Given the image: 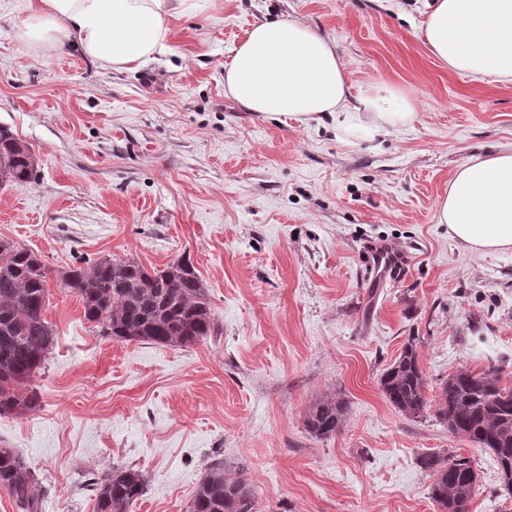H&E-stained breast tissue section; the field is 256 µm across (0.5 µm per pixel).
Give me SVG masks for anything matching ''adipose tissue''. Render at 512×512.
Instances as JSON below:
<instances>
[{
  "label": "adipose tissue",
  "instance_id": "1",
  "mask_svg": "<svg viewBox=\"0 0 512 512\" xmlns=\"http://www.w3.org/2000/svg\"><path fill=\"white\" fill-rule=\"evenodd\" d=\"M187 2L40 0L21 35L53 46L72 31L80 52L100 66L139 68L166 52L168 19L185 13ZM424 38L449 69L512 82V0H433ZM224 71L241 106L269 117L324 114L364 138L413 117L410 101L388 87L351 96L335 43L295 21L258 23ZM439 221L469 253L512 249V150L463 165L439 203Z\"/></svg>",
  "mask_w": 512,
  "mask_h": 512
}]
</instances>
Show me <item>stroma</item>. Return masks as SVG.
<instances>
[{
    "label": "stroma",
    "mask_w": 512,
    "mask_h": 512,
    "mask_svg": "<svg viewBox=\"0 0 512 512\" xmlns=\"http://www.w3.org/2000/svg\"><path fill=\"white\" fill-rule=\"evenodd\" d=\"M36 0H0V126L37 178L0 182V241L48 273L56 344L35 409L0 416L45 492L43 512H94L90 481L145 478L131 512H187L212 461L249 484L256 512H438L431 452L474 461L470 512H512L494 456L439 419L441 385L495 367L512 387V250L475 255L438 221L472 156L512 148V83L448 69L424 42L425 0H192L169 50L136 71L21 36ZM266 19L336 45L351 94L386 84L406 125L371 139L324 116L271 119L224 89V66ZM387 243L403 277L371 273ZM103 257L163 268L183 258L207 288L216 335L189 347L99 334L63 289ZM415 339L427 411L412 419L379 378ZM333 394L336 434L304 427Z\"/></svg>",
    "instance_id": "obj_1"
}]
</instances>
